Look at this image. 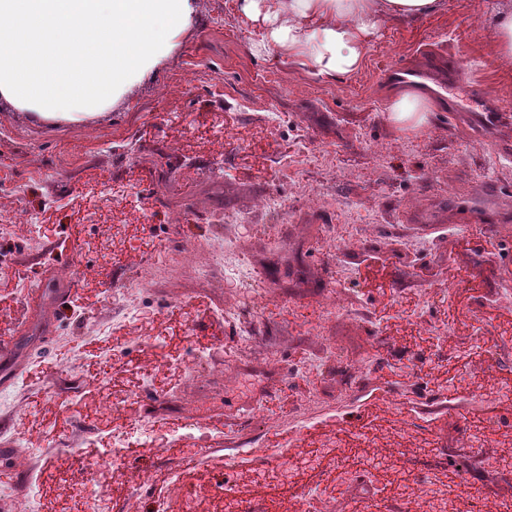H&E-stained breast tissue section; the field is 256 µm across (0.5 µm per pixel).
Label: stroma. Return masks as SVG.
Returning a JSON list of instances; mask_svg holds the SVG:
<instances>
[{"instance_id": "1", "label": "stroma", "mask_w": 512, "mask_h": 512, "mask_svg": "<svg viewBox=\"0 0 512 512\" xmlns=\"http://www.w3.org/2000/svg\"><path fill=\"white\" fill-rule=\"evenodd\" d=\"M505 6L443 0L383 23L362 65L330 79L280 56L241 0H195L167 58L110 108L45 120L0 101V218L12 228L0 336L13 341L0 354V512L53 465L61 495L109 512L143 499L213 512L229 494L254 512H409L369 470L370 504L333 488L350 454L383 452L418 488L461 471L481 496L453 491L460 512L512 499V468L497 464L512 401L489 387L512 379V329L498 321L512 312V61L488 32ZM430 60L479 76L501 107L489 127L443 93L419 129L388 120L406 90L390 66ZM269 198L281 209L262 207ZM467 210L484 223L460 222ZM217 238L250 262L252 285L213 265ZM375 261L380 290L364 283ZM91 281L102 296L90 306ZM32 282L45 297L29 319ZM410 331L428 344L406 342ZM450 364L452 381H430ZM147 368L177 376L149 391L134 381ZM106 428L122 448L103 451ZM146 470L167 483L136 482Z\"/></svg>"}]
</instances>
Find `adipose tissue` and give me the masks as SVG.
<instances>
[{"label": "adipose tissue", "mask_w": 512, "mask_h": 512, "mask_svg": "<svg viewBox=\"0 0 512 512\" xmlns=\"http://www.w3.org/2000/svg\"><path fill=\"white\" fill-rule=\"evenodd\" d=\"M441 0H242L271 21L289 58L328 77L360 67L379 24L422 18ZM192 0H0V99L44 118L103 111L168 56L189 27ZM429 97L407 93L387 112L407 130L423 126Z\"/></svg>", "instance_id": "adipose-tissue-1"}]
</instances>
